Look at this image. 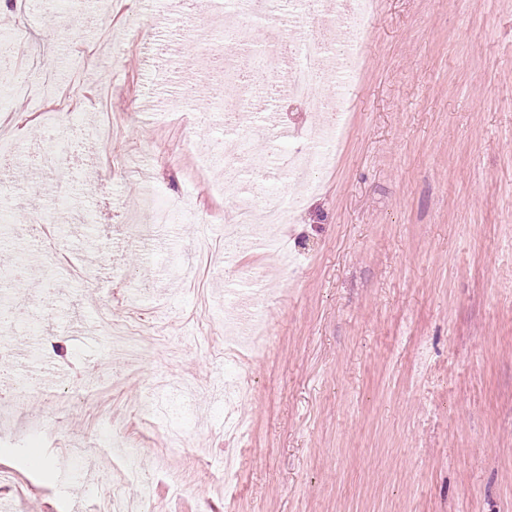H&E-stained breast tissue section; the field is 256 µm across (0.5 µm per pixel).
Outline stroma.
<instances>
[{
  "mask_svg": "<svg viewBox=\"0 0 512 512\" xmlns=\"http://www.w3.org/2000/svg\"><path fill=\"white\" fill-rule=\"evenodd\" d=\"M41 25L0 36L21 71L30 45L59 81L54 99L0 93L21 183L0 192V241L32 276L0 279L7 334L0 398L16 379L64 391L0 421V503L11 512H108L112 487L153 512H512V0H374L362 68L345 94L336 154L280 250L240 267L264 280L266 322L245 353L250 398L224 400L223 255L202 269L205 223L223 208L180 121L157 120L163 75L192 68L215 87L213 29L187 25L183 0H34ZM85 167L42 173L26 158L41 133ZM177 220L137 237L143 200ZM58 213L72 267L41 268L33 211ZM104 280L79 288L74 276ZM145 325L148 358L126 366L99 331L103 310ZM174 402L181 447H164L134 404ZM245 428L224 467V413ZM144 466L128 483L124 469Z\"/></svg>",
  "mask_w": 512,
  "mask_h": 512,
  "instance_id": "obj_1",
  "label": "stroma"
}]
</instances>
